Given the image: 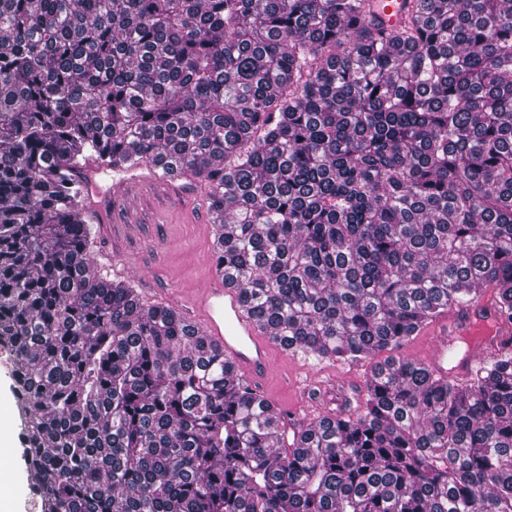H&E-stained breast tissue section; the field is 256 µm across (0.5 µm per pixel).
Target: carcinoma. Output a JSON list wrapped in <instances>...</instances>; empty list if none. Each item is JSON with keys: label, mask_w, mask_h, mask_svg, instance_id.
I'll list each match as a JSON object with an SVG mask.
<instances>
[{"label": "carcinoma", "mask_w": 512, "mask_h": 512, "mask_svg": "<svg viewBox=\"0 0 512 512\" xmlns=\"http://www.w3.org/2000/svg\"><path fill=\"white\" fill-rule=\"evenodd\" d=\"M382 8L0 0V349L41 512H512V355L460 386L399 354L479 294L512 321V8ZM92 159L204 183L271 339L370 361L356 406L287 429L179 310L104 284Z\"/></svg>", "instance_id": "obj_1"}]
</instances>
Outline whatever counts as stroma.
I'll list each match as a JSON object with an SVG mask.
<instances>
[{
	"mask_svg": "<svg viewBox=\"0 0 512 512\" xmlns=\"http://www.w3.org/2000/svg\"><path fill=\"white\" fill-rule=\"evenodd\" d=\"M212 217L204 185L194 195L172 203L155 198L139 219L128 220L129 241L134 248L135 264L126 274L135 288L155 289L161 304L182 308V294L198 287L202 273L214 256L215 237L203 227ZM281 400L295 395L297 384H311L313 414L339 412L336 394L352 397L356 387L346 381H333L334 364L321 365L298 356L275 357ZM12 358L0 350V443L14 449L19 445L18 429L9 408Z\"/></svg>",
	"mask_w": 512,
	"mask_h": 512,
	"instance_id": "1",
	"label": "stroma"
}]
</instances>
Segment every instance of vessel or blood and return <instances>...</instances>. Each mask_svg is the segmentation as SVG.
Wrapping results in <instances>:
<instances>
[{
    "label": "vessel or blood",
    "instance_id": "1",
    "mask_svg": "<svg viewBox=\"0 0 512 512\" xmlns=\"http://www.w3.org/2000/svg\"><path fill=\"white\" fill-rule=\"evenodd\" d=\"M113 176L109 190H102L98 179ZM74 177L85 191V211L100 225L101 235L112 240L109 257L113 265H126L123 236L112 226L116 213L125 208L136 189L162 182L174 193L184 192L177 174L159 176L154 165L134 168H112L89 163L75 170ZM207 285L194 289L184 305L189 321L224 353L241 383L260 394L265 401L275 402L273 342L248 313L236 285L226 283L220 270L207 274ZM431 338L423 350L416 353L417 361L433 375L468 381L475 369L487 360L512 352V324L504 322L487 297L451 307L426 328ZM467 342L468 350L456 365L448 363V343L453 339Z\"/></svg>",
    "mask_w": 512,
    "mask_h": 512
}]
</instances>
